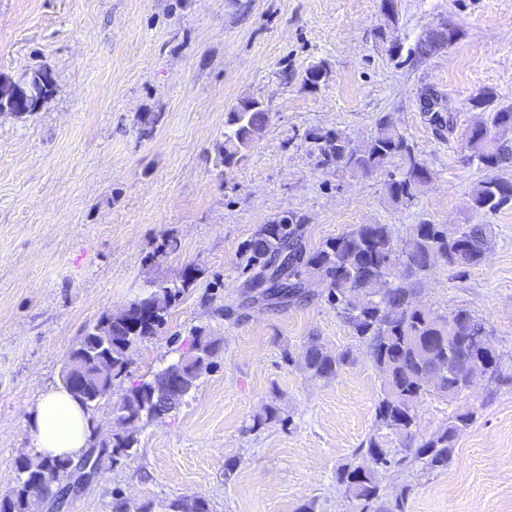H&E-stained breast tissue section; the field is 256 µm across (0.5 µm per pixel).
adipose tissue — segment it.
<instances>
[{"label":"adipose tissue","instance_id":"obj_1","mask_svg":"<svg viewBox=\"0 0 512 512\" xmlns=\"http://www.w3.org/2000/svg\"><path fill=\"white\" fill-rule=\"evenodd\" d=\"M28 421L38 458H78L86 446L90 415L65 388L47 390L30 408Z\"/></svg>","mask_w":512,"mask_h":512}]
</instances>
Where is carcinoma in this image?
Instances as JSON below:
<instances>
[{
  "label": "carcinoma",
  "instance_id": "carcinoma-1",
  "mask_svg": "<svg viewBox=\"0 0 512 512\" xmlns=\"http://www.w3.org/2000/svg\"><path fill=\"white\" fill-rule=\"evenodd\" d=\"M267 125V112L255 99L242 100L228 114L224 143L218 145V160L229 167L243 158V152ZM512 106L492 112L465 134L471 156L488 170L512 164ZM320 163L336 164L352 172H372L392 157L405 162L404 173L392 181L388 192L396 203L408 202L417 188L429 180L413 145L384 120H379L377 134L359 148L350 146L346 137L330 131L319 137ZM472 207L495 213L512 204V182L489 177L471 194ZM446 224L422 222L414 225L403 244L394 240L388 224H359L332 238L313 251L301 244L300 225L284 217L273 224H263L249 244V261L255 270L249 284L262 273L276 280L278 289L267 296L271 307L300 303L308 298V281L315 278L327 284V302L349 326L352 334L365 343L368 354L385 376L383 393L375 406L378 424L407 435L416 425L415 408L424 395L435 391L449 399L467 387L471 374H487L496 380L502 373L499 356L490 340L472 332L478 321L470 311L457 309L451 316L435 314L416 305V282L413 278L437 265L466 271L478 265L489 248L490 230L486 224H467L458 229L461 237L448 235ZM191 279L180 282L152 281L143 295L132 301L135 315L110 322L108 328L88 329L77 349H91L90 337L107 336L106 352L112 354V376H119L127 364L132 344L141 336H153L162 328L171 309ZM219 340L203 333L194 335L180 357L183 392L196 388V364L212 359ZM354 361L352 350L331 353L318 337L311 336L305 346L303 370L315 379L338 375ZM168 381L163 372L150 379H139L125 389L122 408L131 413L141 409L144 394H154L155 407L145 419L162 418L183 403L177 392L163 397ZM473 413L451 416L437 433L411 449L413 458L430 470H443L454 456L455 441L471 424ZM363 460L337 468V482L352 494L357 512H404V497L385 501L380 495L378 476L404 461L371 436L365 442ZM67 458L43 461L40 472L31 475L16 462L17 482L0 498V512H25L26 489L30 484L46 483L66 470ZM169 512H210L206 502L178 498L168 504Z\"/></svg>",
  "mask_w": 512,
  "mask_h": 512
}]
</instances>
